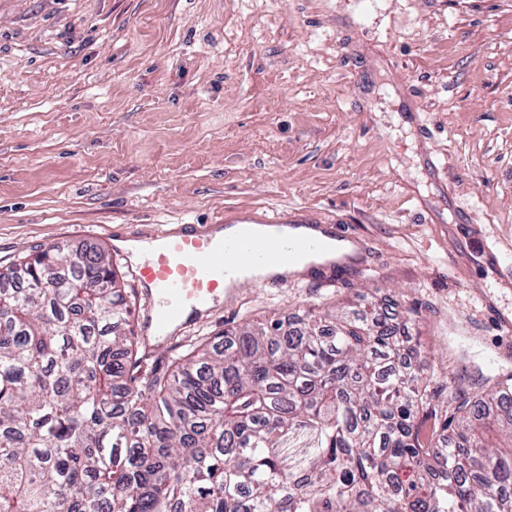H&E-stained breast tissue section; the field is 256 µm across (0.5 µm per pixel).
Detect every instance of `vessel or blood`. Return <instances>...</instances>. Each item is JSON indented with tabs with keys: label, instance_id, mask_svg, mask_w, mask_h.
<instances>
[{
	"label": "vessel or blood",
	"instance_id": "b4317fda",
	"mask_svg": "<svg viewBox=\"0 0 512 512\" xmlns=\"http://www.w3.org/2000/svg\"><path fill=\"white\" fill-rule=\"evenodd\" d=\"M276 259L274 248L248 232L219 242L193 231L162 234L159 248L137 266L153 341L170 339L186 325L187 314L210 311L224 297V281L232 271Z\"/></svg>",
	"mask_w": 512,
	"mask_h": 512
}]
</instances>
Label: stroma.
Returning <instances> with one entry per match:
<instances>
[{
  "label": "stroma",
  "mask_w": 512,
  "mask_h": 512,
  "mask_svg": "<svg viewBox=\"0 0 512 512\" xmlns=\"http://www.w3.org/2000/svg\"><path fill=\"white\" fill-rule=\"evenodd\" d=\"M285 214L352 263L152 354L394 307L451 396L512 373V0H0V266Z\"/></svg>",
  "instance_id": "35a3bbf8"
}]
</instances>
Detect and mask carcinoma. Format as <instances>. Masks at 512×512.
<instances>
[{"label":"carcinoma","mask_w":512,"mask_h":512,"mask_svg":"<svg viewBox=\"0 0 512 512\" xmlns=\"http://www.w3.org/2000/svg\"><path fill=\"white\" fill-rule=\"evenodd\" d=\"M135 311L103 247L0 267V512H512V375L444 408L343 308L148 368Z\"/></svg>","instance_id":"1"}]
</instances>
